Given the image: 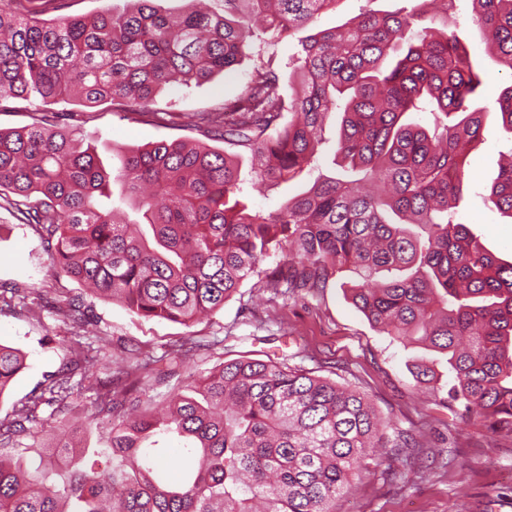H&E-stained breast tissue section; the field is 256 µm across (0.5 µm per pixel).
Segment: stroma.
I'll return each instance as SVG.
<instances>
[{
    "instance_id": "1",
    "label": "stroma",
    "mask_w": 512,
    "mask_h": 512,
    "mask_svg": "<svg viewBox=\"0 0 512 512\" xmlns=\"http://www.w3.org/2000/svg\"><path fill=\"white\" fill-rule=\"evenodd\" d=\"M448 31L466 46L479 71L481 84L473 105L483 111L485 126L482 143L468 157L475 184L460 206L459 220L486 248L508 261L512 259V224L485 205L483 194L498 172L501 151L512 145V134L497 115V98L512 84V74L501 71L490 57L469 0H459L456 9L449 11ZM248 70L242 64L188 89L171 86L155 97L152 107L160 112L214 108L241 91ZM48 116L64 128L95 137L106 166L111 165L113 154L130 148L201 137L177 121H138L108 104L92 108L61 102L51 105ZM240 177L247 203L257 209L272 208L301 187L297 181L256 184L246 166ZM22 211V205L0 200V285L39 289L46 309L37 320L23 311L0 313V343L27 355L25 368L0 396V416L59 367L66 326L49 307L61 296L80 292L79 283L52 273L40 239L25 224ZM346 280L342 273L316 294L285 295L278 289L258 288L251 278L222 311L190 328L138 318L109 300L93 298L89 305L107 351L131 341L157 357L189 333L215 340L214 349L201 351L178 375L155 385V393L162 396L180 388L188 377L242 355L284 359L365 393L395 427L411 433L419 447L412 463H386L354 481L340 499L338 512H512V439L490 437L485 427L460 415L459 405L448 399L446 362L436 366L441 376L437 390L422 393L411 363L418 357L433 358V351L374 329L352 305Z\"/></svg>"
}]
</instances>
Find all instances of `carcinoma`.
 <instances>
[{"mask_svg":"<svg viewBox=\"0 0 512 512\" xmlns=\"http://www.w3.org/2000/svg\"><path fill=\"white\" fill-rule=\"evenodd\" d=\"M156 0H126L92 18L62 0L0 4V100L107 103L136 115L173 84L201 83L263 46L317 22L343 0H189L178 16ZM368 9L298 39L288 62L270 53L241 92L186 115L211 141H160L117 154L106 169L91 139L49 119L0 130V199L24 198L51 270L122 303L134 315L188 327L217 313L249 278L315 293L349 273L352 300L389 336L446 357L451 398L492 434L512 435V261L455 222L473 186L465 159L483 127L471 108L480 85L454 36L417 27L432 6L404 0ZM496 63L512 74V0H470ZM440 114L430 129L411 118ZM341 114L336 157L355 177H322L269 211L241 200L239 165L253 179L290 182L309 171L323 123ZM498 115L512 134V84ZM139 216L120 218L113 186ZM484 201L512 219V150ZM285 260L266 261L276 253ZM40 317L36 288H0V313ZM67 321L60 367L0 417V512H337L376 449L396 459L417 447L368 396L300 367L240 357L157 401L140 348L102 351L80 296L57 305ZM210 345L187 336L162 360L172 374ZM24 356L0 343V396ZM416 381L440 380L432 360ZM93 391L86 422H107L112 458L74 462L61 487L15 455L65 427ZM171 454L179 476L160 465Z\"/></svg>","mask_w":512,"mask_h":512,"instance_id":"cac0c4a2","label":"carcinoma"}]
</instances>
